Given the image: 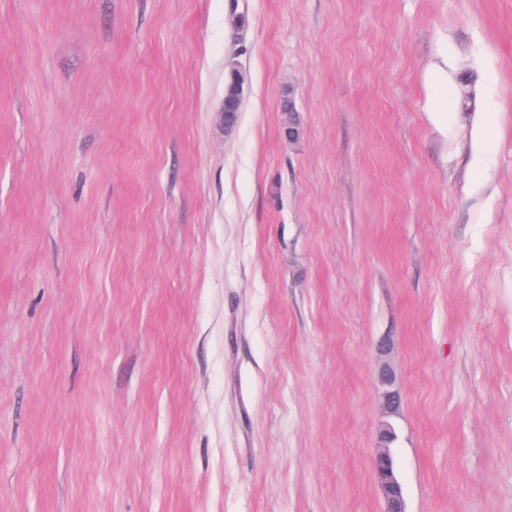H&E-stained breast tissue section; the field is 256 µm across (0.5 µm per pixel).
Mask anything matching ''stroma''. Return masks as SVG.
Segmentation results:
<instances>
[{
  "instance_id": "1",
  "label": "stroma",
  "mask_w": 512,
  "mask_h": 512,
  "mask_svg": "<svg viewBox=\"0 0 512 512\" xmlns=\"http://www.w3.org/2000/svg\"><path fill=\"white\" fill-rule=\"evenodd\" d=\"M388 423L512 512V0H0V512H385ZM444 65L434 66L426 72V88L430 93L431 112H427L434 129L440 135L448 133V72ZM241 82L237 74L232 70L230 79L224 89V126L230 128L237 121L241 106Z\"/></svg>"
}]
</instances>
